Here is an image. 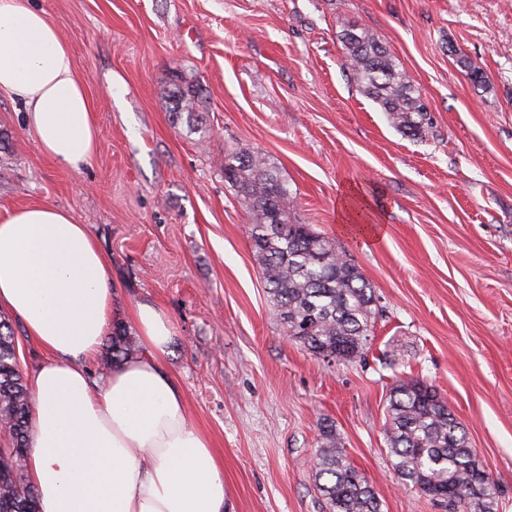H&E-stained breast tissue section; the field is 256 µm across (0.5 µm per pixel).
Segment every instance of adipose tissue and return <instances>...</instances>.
Returning <instances> with one entry per match:
<instances>
[{"label": "adipose tissue", "mask_w": 512, "mask_h": 512, "mask_svg": "<svg viewBox=\"0 0 512 512\" xmlns=\"http://www.w3.org/2000/svg\"><path fill=\"white\" fill-rule=\"evenodd\" d=\"M19 101L42 152L80 169L97 126L75 58L31 0H0V95ZM25 323L49 356L31 378L27 474L39 512H226L224 466L186 421L163 371L173 331L141 304L133 313L142 356L92 385L114 311L110 264L86 225L49 204L0 216V309Z\"/></svg>", "instance_id": "adipose-tissue-1"}]
</instances>
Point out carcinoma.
<instances>
[{
    "mask_svg": "<svg viewBox=\"0 0 512 512\" xmlns=\"http://www.w3.org/2000/svg\"><path fill=\"white\" fill-rule=\"evenodd\" d=\"M344 65L367 97L393 125L422 133L427 113L407 75L386 47L365 29L340 36ZM173 110L187 116L197 99L191 86L172 94ZM224 181L249 210L250 239L268 301L283 333L327 361L361 356L374 335L378 310L373 289L336 241L292 220L293 199L277 168L261 153L240 148L224 155ZM115 363L139 352L127 331L110 337ZM30 394L16 356L11 323L0 316V431L11 446L0 450V512H38L27 481ZM384 432L403 484L448 508V512H494L495 486L474 497L484 470L469 447L465 429L435 389L417 378H399L390 389ZM316 487L328 512H381L363 473L348 459L340 438L325 433L312 461Z\"/></svg>",
    "mask_w": 512,
    "mask_h": 512,
    "instance_id": "carcinoma-1",
    "label": "carcinoma"
}]
</instances>
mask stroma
I'll use <instances>...</instances> for the list:
<instances>
[{
    "instance_id": "1",
    "label": "stroma",
    "mask_w": 512,
    "mask_h": 512,
    "mask_svg": "<svg viewBox=\"0 0 512 512\" xmlns=\"http://www.w3.org/2000/svg\"><path fill=\"white\" fill-rule=\"evenodd\" d=\"M76 60L99 130L80 169L46 157L0 96V214L33 203L86 225L112 269L114 323L166 314L162 365L224 463L229 512H326L310 460L333 426L381 512H443L402 484L383 435L396 378L431 385L512 512V0H32ZM372 33L427 110L389 122L344 66ZM483 83H474L470 70ZM193 82V122L165 91ZM279 168L294 219L374 289L363 356L287 338L258 273L226 152ZM358 188L377 233L344 228Z\"/></svg>"
}]
</instances>
